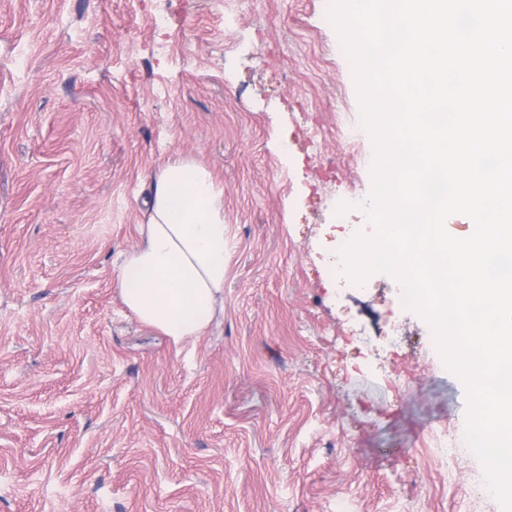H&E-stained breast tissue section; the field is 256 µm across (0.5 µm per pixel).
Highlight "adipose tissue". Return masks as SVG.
<instances>
[{"mask_svg":"<svg viewBox=\"0 0 512 512\" xmlns=\"http://www.w3.org/2000/svg\"><path fill=\"white\" fill-rule=\"evenodd\" d=\"M146 206L116 286L129 311L178 346L205 335L224 308V187L180 155L157 170Z\"/></svg>","mask_w":512,"mask_h":512,"instance_id":"obj_1","label":"adipose tissue"}]
</instances>
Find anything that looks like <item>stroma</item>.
Returning <instances> with one entry per match:
<instances>
[{
  "mask_svg": "<svg viewBox=\"0 0 512 512\" xmlns=\"http://www.w3.org/2000/svg\"><path fill=\"white\" fill-rule=\"evenodd\" d=\"M361 116L327 0H0V512H471L482 464L437 452L463 379L395 277L343 270ZM180 154L227 262L177 348L115 279Z\"/></svg>",
  "mask_w": 512,
  "mask_h": 512,
  "instance_id": "35a3bbf8",
  "label": "stroma"
}]
</instances>
